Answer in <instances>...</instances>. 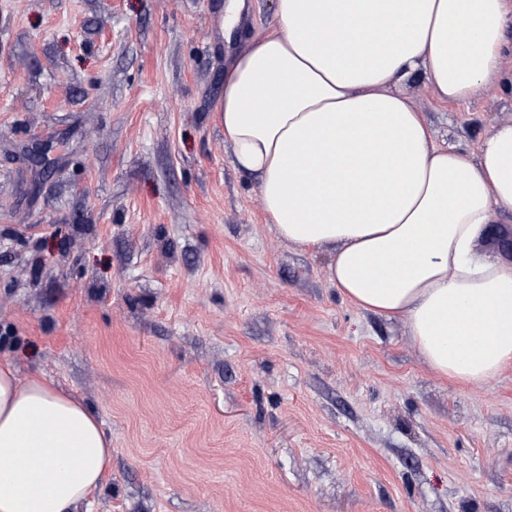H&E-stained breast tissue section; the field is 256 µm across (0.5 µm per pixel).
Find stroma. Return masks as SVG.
Here are the masks:
<instances>
[{"label":"stroma","instance_id":"1","mask_svg":"<svg viewBox=\"0 0 512 512\" xmlns=\"http://www.w3.org/2000/svg\"><path fill=\"white\" fill-rule=\"evenodd\" d=\"M0 0V358L112 441L92 512H512V365L439 377L280 238L217 105L275 0ZM399 89L476 152L512 94ZM61 143L53 173L12 156Z\"/></svg>","mask_w":512,"mask_h":512}]
</instances>
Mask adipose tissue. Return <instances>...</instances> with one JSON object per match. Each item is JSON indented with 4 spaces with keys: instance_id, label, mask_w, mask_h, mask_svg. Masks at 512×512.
<instances>
[{
    "instance_id": "1",
    "label": "adipose tissue",
    "mask_w": 512,
    "mask_h": 512,
    "mask_svg": "<svg viewBox=\"0 0 512 512\" xmlns=\"http://www.w3.org/2000/svg\"><path fill=\"white\" fill-rule=\"evenodd\" d=\"M276 23L224 73L233 165L279 236L329 247L357 307L404 318L436 374L480 387L512 363V266L476 242L512 215V123L476 153L437 145L393 87L487 93L512 59V0H275ZM112 462L82 401L0 359V512H79Z\"/></svg>"
}]
</instances>
